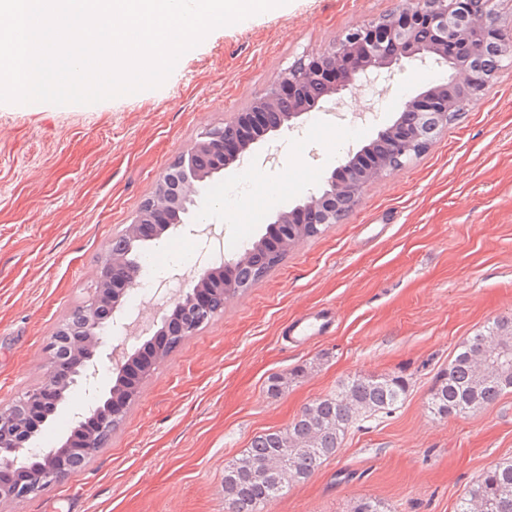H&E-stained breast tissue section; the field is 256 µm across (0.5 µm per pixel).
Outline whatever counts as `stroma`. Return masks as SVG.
<instances>
[{"instance_id":"1","label":"stroma","mask_w":512,"mask_h":512,"mask_svg":"<svg viewBox=\"0 0 512 512\" xmlns=\"http://www.w3.org/2000/svg\"><path fill=\"white\" fill-rule=\"evenodd\" d=\"M401 0H289L220 27L185 53L162 86L91 105L0 103V405L49 372L52 331L90 295L115 234L160 174L301 56ZM444 64L406 62L333 112L312 110L252 145L262 175L233 163L206 178L184 224L144 242L174 273L206 221L252 243L279 211L320 193L336 167L392 125L406 99L448 83ZM354 138L333 156L345 132ZM242 187L260 217L225 223L219 192ZM332 310L331 334L306 345L291 321ZM512 313V65L404 167L370 184L347 220L289 249L259 283L230 296L207 326L145 378L123 423L62 485L0 512H224V466L251 439L286 427L354 375L409 382L391 415L360 422L335 456L266 512H351L372 496L387 512H456L470 485L512 458V392L471 416L437 418L429 390L458 345ZM296 373L278 396L269 377Z\"/></svg>"}]
</instances>
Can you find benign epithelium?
Listing matches in <instances>:
<instances>
[{"label": "benign epithelium", "instance_id": "1", "mask_svg": "<svg viewBox=\"0 0 512 512\" xmlns=\"http://www.w3.org/2000/svg\"><path fill=\"white\" fill-rule=\"evenodd\" d=\"M493 47L501 55L512 52V25L502 24L495 0H411L389 16L352 28L337 48L297 60L224 127H215L194 142L159 177L152 194L141 203L134 224H157L162 233L178 227L182 216L197 205V183L239 160L267 135L292 128L291 121L307 112L331 100L345 103L343 92L375 82L382 69L404 58L422 65H448L453 70L449 83L405 100L399 118L378 132L375 144L391 146L398 162L378 151L374 161L361 169L350 159L333 170L322 194L279 212L274 221L283 239H294L296 234L288 227L295 223L297 212H305V237L316 236L320 225L337 224L352 212L369 184L430 146L440 129L448 125V113L462 105L454 91L466 92L467 103L483 98L495 71L490 53ZM218 158L221 163L211 164ZM251 254L248 249L217 268L186 274V288L180 291L172 314L160 316L162 327H168L177 313L178 333L195 335L211 310L224 308V295L233 294L238 287L236 266ZM139 274L140 264L130 258V252L111 241L91 296L51 334L47 377L15 402L0 405V500L24 501L63 483L103 447L98 434L112 427L116 415L111 406L112 388L104 396L94 395L93 404L73 414V432L88 422L95 424L94 431L77 447L65 442L47 451L30 447L33 433L27 421L30 412L37 409L47 418L55 415L65 400V391L78 385L96 386L104 365L109 363L119 372L131 361L137 349L124 345L104 349L103 333L143 337L136 322L118 315L122 296ZM216 279L220 280L218 290L211 286Z\"/></svg>", "mask_w": 512, "mask_h": 512}]
</instances>
